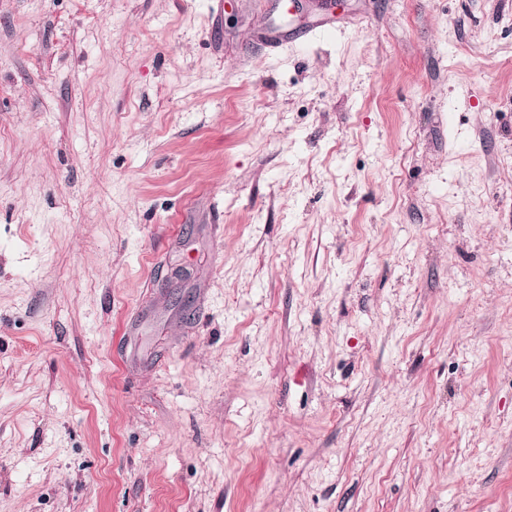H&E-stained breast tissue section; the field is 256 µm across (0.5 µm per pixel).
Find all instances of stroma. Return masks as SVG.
<instances>
[{"mask_svg":"<svg viewBox=\"0 0 512 512\" xmlns=\"http://www.w3.org/2000/svg\"><path fill=\"white\" fill-rule=\"evenodd\" d=\"M0 512H512V0H0Z\"/></svg>","mask_w":512,"mask_h":512,"instance_id":"stroma-1","label":"stroma"}]
</instances>
